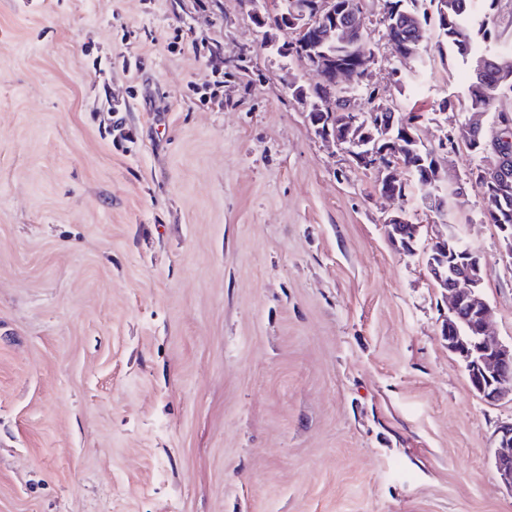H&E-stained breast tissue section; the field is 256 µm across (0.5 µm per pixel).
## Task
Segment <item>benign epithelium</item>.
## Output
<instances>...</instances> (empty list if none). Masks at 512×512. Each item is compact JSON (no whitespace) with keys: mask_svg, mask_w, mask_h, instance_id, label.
Here are the masks:
<instances>
[{"mask_svg":"<svg viewBox=\"0 0 512 512\" xmlns=\"http://www.w3.org/2000/svg\"><path fill=\"white\" fill-rule=\"evenodd\" d=\"M364 0H315L311 6L302 5L293 11L287 20L289 26L281 30L291 34L280 44L274 40L269 48L280 56L295 52L296 46L308 37L315 38L324 51L306 62V69L317 79L328 83V94L313 104L308 116L316 132L338 149L349 153L359 163L377 173L380 184L391 185L398 181L394 170L401 164L394 163L398 144L390 140L389 132L394 127V114L381 106L375 112H360L355 107V97L348 95L352 87L369 72H361L355 66L342 65L337 61V44L368 39L365 23ZM341 13L352 23H336V13ZM389 40L394 53L400 59L414 57L396 34L398 26L389 22ZM468 65L475 72L478 83L471 87V97L482 99L488 95L487 75L493 71L498 76L512 75V59L503 56H471ZM488 113L470 111L460 125L459 143L469 150H479L482 156L481 177L476 179L483 189V212L486 221L498 217L493 201H502L512 196V181L501 177L504 155L496 142L486 141L485 118ZM442 157L435 153L434 173L428 176L440 195L431 197L437 207H443L441 196L444 185L441 180ZM384 224L392 245L404 252H412L413 245L421 233L427 234L426 264L432 278L444 288L449 296L448 314L441 325V335L448 340V350L465 364L469 382L481 399L495 404L512 396V344L500 341L490 330L493 308L482 298L485 266L480 255L471 247L448 238L442 224H415L403 209L389 215ZM493 464L500 483L512 492V421L500 423L495 431Z\"/></svg>","mask_w":512,"mask_h":512,"instance_id":"1","label":"benign epithelium"}]
</instances>
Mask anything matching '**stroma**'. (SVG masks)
<instances>
[{
  "mask_svg": "<svg viewBox=\"0 0 512 512\" xmlns=\"http://www.w3.org/2000/svg\"><path fill=\"white\" fill-rule=\"evenodd\" d=\"M369 85L429 147L469 71L429 26ZM512 50V0H477ZM245 0H0V512H512L425 244L327 145ZM418 224L512 263L466 184Z\"/></svg>",
  "mask_w": 512,
  "mask_h": 512,
  "instance_id": "35a3bbf8",
  "label": "stroma"
}]
</instances>
